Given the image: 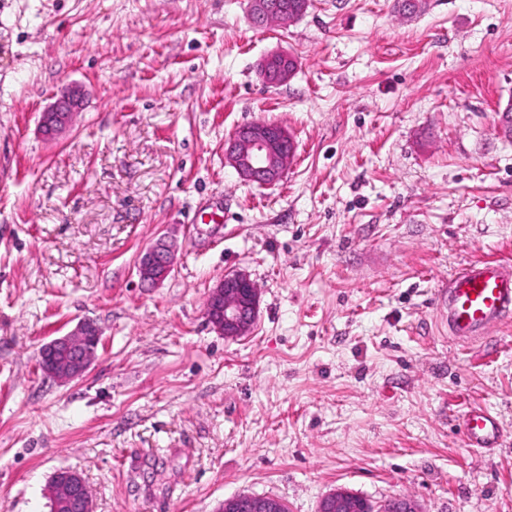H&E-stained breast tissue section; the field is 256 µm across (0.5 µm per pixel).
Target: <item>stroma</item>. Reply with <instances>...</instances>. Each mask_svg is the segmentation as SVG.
Returning a JSON list of instances; mask_svg holds the SVG:
<instances>
[{
    "instance_id": "obj_1",
    "label": "stroma",
    "mask_w": 512,
    "mask_h": 512,
    "mask_svg": "<svg viewBox=\"0 0 512 512\" xmlns=\"http://www.w3.org/2000/svg\"><path fill=\"white\" fill-rule=\"evenodd\" d=\"M275 51L298 60L282 85ZM510 103L512 0H311L264 28L248 0H0V512H50L62 468L94 512H317L340 487L512 512V320L460 344L433 304L467 262L512 261ZM260 120L297 144L269 187L224 165ZM162 236L175 268L142 287ZM238 269L260 307L231 340L204 304ZM84 318L88 373L44 377L39 348ZM472 404L500 448L467 445ZM291 63H294V58L290 54L284 52L272 53L263 59L261 72L268 83L285 84L295 73ZM82 90L79 87L66 89L38 119V126L44 136L55 139L66 133L73 125L81 108ZM174 263L173 246L160 237L139 255L136 269L141 284L149 288L159 285L171 274ZM460 427L472 448H498L505 428L502 421L486 407H469L462 415ZM284 501L274 496L239 494L224 500L219 512H284Z\"/></svg>"
}]
</instances>
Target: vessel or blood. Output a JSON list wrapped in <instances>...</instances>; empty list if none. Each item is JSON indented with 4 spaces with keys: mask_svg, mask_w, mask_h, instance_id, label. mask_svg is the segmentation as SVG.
<instances>
[{
    "mask_svg": "<svg viewBox=\"0 0 512 512\" xmlns=\"http://www.w3.org/2000/svg\"><path fill=\"white\" fill-rule=\"evenodd\" d=\"M437 310L448 322L452 339L469 343L484 339L505 318L512 316V263L483 260L468 263L436 293ZM460 427L474 448L499 447L505 428L485 407L468 408Z\"/></svg>",
    "mask_w": 512,
    "mask_h": 512,
    "instance_id": "b4317fda",
    "label": "vessel or blood"
}]
</instances>
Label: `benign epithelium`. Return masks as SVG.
<instances>
[{"label":"benign epithelium","mask_w":512,"mask_h":512,"mask_svg":"<svg viewBox=\"0 0 512 512\" xmlns=\"http://www.w3.org/2000/svg\"><path fill=\"white\" fill-rule=\"evenodd\" d=\"M308 0H300L290 8L279 0H250L253 22L260 26L270 16L281 22L292 21L307 10ZM288 53L266 56L261 72L270 84L287 83L294 75ZM82 90L66 89L44 112L38 126L44 136L55 139L73 125L81 108ZM296 153V143L288 130L275 122L256 121L238 126L224 143V161L246 183L270 186L279 182ZM175 250L163 237L145 248L139 255L136 269L141 284L155 287L172 272ZM260 292L250 274L236 270L224 275L208 294L204 308L207 322L226 339L249 335L257 321ZM101 343V331L90 319H81L65 335L41 346L39 367L43 374L60 382L83 376L91 367ZM51 512H93L89 486L81 473L60 469L48 485ZM359 504L351 492L337 489L319 503L317 512H354ZM219 512H284V501L274 496L239 494L224 500ZM370 512H419L416 502L407 497L386 501Z\"/></svg>","instance_id":"7a95c632"}]
</instances>
